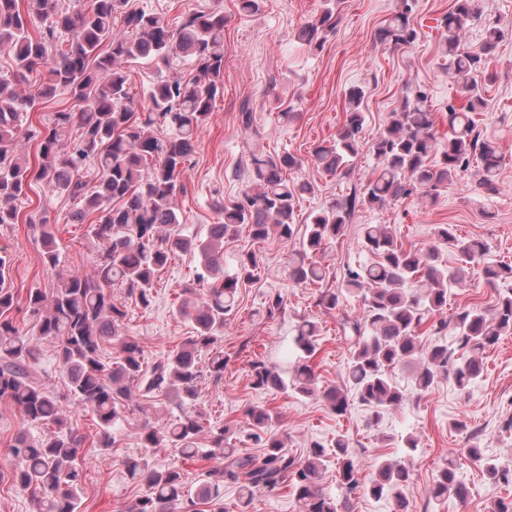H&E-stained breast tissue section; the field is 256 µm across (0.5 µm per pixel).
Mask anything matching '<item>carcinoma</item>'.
<instances>
[{
  "mask_svg": "<svg viewBox=\"0 0 512 512\" xmlns=\"http://www.w3.org/2000/svg\"><path fill=\"white\" fill-rule=\"evenodd\" d=\"M24 3L0 0V52L14 63L11 74L0 76V225L19 223L14 202L42 185L78 200L72 223L90 220L88 233L103 247L89 272L59 278L48 293L28 290L25 312L37 320L36 336L23 334L14 320L13 312L20 310L18 293L12 286L9 260L0 255V400L14 405L23 421L11 438L12 466L0 471V486L31 491L37 512H80L87 479L78 463L84 441L68 426L60 401L38 370L40 343L49 342L68 379L73 402L94 414L95 450L114 447V431L127 421L128 401L136 391L147 399L171 398L179 410L162 427L144 421L139 427L142 447L174 448L185 460H218L192 488L177 467L158 468L143 455L125 458L126 476L144 486L129 512H199L201 502L217 506V512H248L256 494L288 488L299 512H349V500L362 489L374 498L391 500L393 512H408L405 490L411 470L404 457L378 462L375 476L363 482L343 434L327 445L311 443L301 459L274 432L276 415L266 406L249 407L244 423L233 432L211 425L193 409L203 372L216 381L224 376L226 359L218 344L224 340L240 289L266 262L263 253L244 251L234 272L226 274L224 241L236 237L243 226L257 242L273 234L292 239L299 195L312 190L309 184L288 181L287 172L302 165L300 158L266 152L261 132L254 128L253 109L244 100L238 119L251 132L242 145L248 160L245 176L256 191L216 202L217 221L208 225L203 237L165 231L178 223L177 199L186 191L185 164L196 152L199 134L223 92L224 10L190 11L173 23L157 12L132 6L130 0H90L88 6L72 11L63 8L61 0H29L25 9ZM414 3L400 0L378 30L380 41L395 49L416 42ZM337 7L338 0H325L322 11L299 27L297 39L308 52L323 51L327 34L339 23ZM118 19L124 31L115 35ZM481 19L484 40L481 50L473 52L462 44L461 35ZM34 20L40 23L35 35L29 31ZM438 29L448 75L463 97L460 106L448 103V143L439 146L426 92L417 86L406 93L369 146L379 168L362 196L337 200L310 215L301 248L288 258L292 281L321 284L328 278L316 254L344 234L358 201L381 207L417 191L427 194L471 168L487 192L498 191L499 138L480 128L477 116L487 108L479 79L487 76L488 57L503 32L497 22L483 19L481 0H452ZM64 35L69 36L66 47L60 42ZM174 59L188 63L191 76L159 78L143 92L148 102L143 106L130 92L129 65L148 60L168 66ZM40 66L48 69V78L38 97L53 100L66 94L72 106L52 113L47 124L28 126L26 138L37 149L33 163L18 148L21 113L14 87ZM364 97L359 86L347 89L342 127L333 141L319 143L311 151L316 165L327 174H347L364 146ZM71 128L76 135L63 150L60 137ZM436 153L440 161L434 164ZM89 161L98 168L92 182L81 174ZM28 223L38 232L44 263L56 266L58 244L52 225L43 216H31ZM360 242L370 260L347 266L340 287L321 290L316 300V306L335 310L350 295L360 298L363 306L361 316L344 313L338 319L349 346V362L344 387L323 391L331 411L344 414L351 396L376 410L401 407L408 394L391 375L414 363L418 364L417 396L428 392L442 375L468 393L483 376V353L500 337L512 334V262L480 269L485 283L497 290L491 312L471 307L449 317L448 291L480 264L483 242L459 239L450 224L434 228L433 244L427 249L404 247L383 224L364 225ZM443 249L459 254V266L450 270L438 263ZM184 252H194L201 260L193 283L181 290L177 307L193 323V335L148 363L138 342L124 334L126 304L112 296V288L125 289L127 297L148 309L157 274ZM430 316L438 317L432 323L435 333L452 328L457 351L438 342L426 349L420 345V329ZM319 332L313 320L298 323L293 337L297 357L287 369L261 359L251 361L254 388L314 395ZM107 341L118 346L108 361L102 356ZM204 352L210 354L205 367L200 365ZM30 425L46 433L35 436ZM237 442H250L262 453H247L235 447ZM467 454L494 482L512 484V469L486 459L477 442L471 443ZM331 461L344 489L340 500L321 486ZM226 484L239 488L240 496L233 503H222ZM467 495L450 458L431 487L430 501L441 504L450 496Z\"/></svg>",
  "mask_w": 512,
  "mask_h": 512,
  "instance_id": "1",
  "label": "carcinoma"
}]
</instances>
